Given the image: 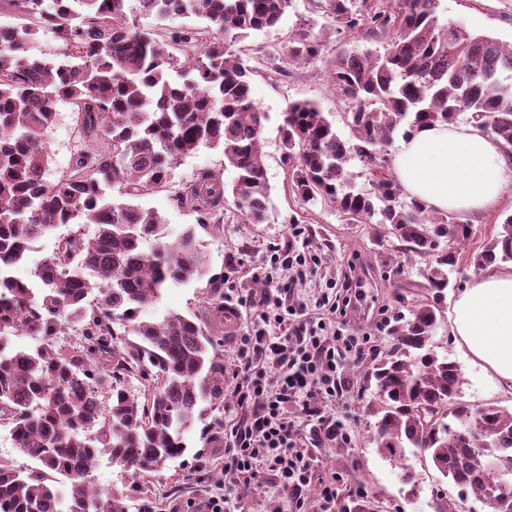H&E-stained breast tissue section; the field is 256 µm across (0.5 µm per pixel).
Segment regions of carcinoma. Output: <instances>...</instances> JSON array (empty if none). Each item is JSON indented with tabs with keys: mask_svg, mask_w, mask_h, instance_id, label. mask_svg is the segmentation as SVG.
<instances>
[{
	"mask_svg": "<svg viewBox=\"0 0 512 512\" xmlns=\"http://www.w3.org/2000/svg\"><path fill=\"white\" fill-rule=\"evenodd\" d=\"M37 25L0 34V421L14 447L39 462L26 470L0 458V512H128L127 486L102 493L99 455L133 478L163 468L186 449L198 423L224 426V339L195 314L141 319L171 286L211 276L197 229L221 220L226 187L206 170L181 184L179 161L201 146L219 148L236 172L235 206L244 223L268 220L269 188L260 156L266 116L252 95V68L234 42L174 27L179 58L159 33L134 22L200 16L209 27L246 38L276 27L293 0H15ZM341 36L375 46L342 52L329 80L344 103L345 134L315 102L288 103L280 126L290 191L308 207L336 208L347 224L373 225L380 247L419 263L417 297L389 333L394 346L366 374L373 443L391 461L422 451L440 474L469 489L485 512H512V408L460 400L457 362L435 350L449 274L512 262V212L466 258L469 223L426 209L404 192L390 147L426 125L470 123L496 138L512 162V44L439 23L441 0H311ZM66 46V60L32 52L42 29ZM308 28L288 35L278 54L290 65L322 54ZM80 107L85 133L107 144L81 154L54 182L44 178L45 135L57 102ZM358 160L369 192L347 184ZM118 197L106 199L105 187ZM169 187L198 224L165 239V219L136 203ZM96 226L93 237L63 239L32 279L14 270L60 225ZM96 299H89L92 292ZM129 330L139 341L122 338ZM79 342L59 345L71 333ZM36 341L29 350L11 337ZM141 382L137 390L129 380ZM478 423L491 437L473 444ZM71 483L66 499L57 478Z\"/></svg>",
	"mask_w": 512,
	"mask_h": 512,
	"instance_id": "carcinoma-1",
	"label": "carcinoma"
}]
</instances>
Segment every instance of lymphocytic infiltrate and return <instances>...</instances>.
<instances>
[{"label": "lymphocytic infiltrate", "mask_w": 512, "mask_h": 512, "mask_svg": "<svg viewBox=\"0 0 512 512\" xmlns=\"http://www.w3.org/2000/svg\"><path fill=\"white\" fill-rule=\"evenodd\" d=\"M352 303L349 291L336 292L333 301L307 305L278 303L272 319L283 329L278 340L263 334L241 337L232 377L241 414L229 426L231 456L226 467L244 492L256 490V478L273 473L297 512H335L344 493L339 476L316 480L305 448L307 436L332 442L342 421L326 417L324 399L343 397L345 381L338 370L342 358L359 357L371 339L346 332L343 318ZM309 428H301L298 417ZM319 482L316 505L302 496L304 488Z\"/></svg>", "instance_id": "lymphocytic-infiltrate-1"}]
</instances>
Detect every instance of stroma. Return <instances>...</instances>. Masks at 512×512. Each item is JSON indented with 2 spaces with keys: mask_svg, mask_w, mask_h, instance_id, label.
I'll use <instances>...</instances> for the list:
<instances>
[{
  "mask_svg": "<svg viewBox=\"0 0 512 512\" xmlns=\"http://www.w3.org/2000/svg\"><path fill=\"white\" fill-rule=\"evenodd\" d=\"M439 21L512 43V0H442ZM302 24L312 27L320 37L324 52L311 63L291 68L274 57L273 51L289 32ZM235 46L240 49L244 63L253 69V96L267 115L261 139L269 212L266 223H243L233 197L228 196L224 199L223 222L209 225L199 233L210 257L212 275L224 279V301L236 307L240 316L235 332L228 334L220 327L212 330L213 335L224 339L225 371L229 373L233 369V350L240 337L254 335L260 329L271 337L279 333L278 328L262 322V313L267 304L272 303L277 290L272 286L257 287L256 282L266 275L272 251L288 242L319 259L305 281L296 284L294 295L299 299L309 300L332 287L348 265L364 269L362 292L356 308L346 318V328L357 335L370 336L376 349L388 350L392 339L380 317L385 314L393 318L400 311L398 284L381 266L378 247L367 225L345 223L331 206L305 211L301 202L290 195L279 131L282 114L294 100L318 102L331 119L342 122L344 108L330 85L329 65L338 52H365L367 43L350 36H337L324 18L311 13L308 0H294L278 28L236 40ZM56 111L55 122L47 136L51 159L45 178L51 182L70 171L78 154L100 153L105 149L103 142L86 137L82 113L76 106L61 102ZM202 170L210 171L228 187L235 180V172L225 166L222 152L206 146L181 159L175 178L186 183ZM139 203L165 217L163 232L170 239L198 219L189 205L176 204L163 188L147 191ZM292 216L301 220L304 229L297 238L293 237L288 222ZM211 294V288L203 281L167 288L158 302L147 306L142 317L159 320L171 312L201 316L206 312ZM435 340L458 362L466 402L482 404L500 400L495 381L455 347L448 326L438 329ZM370 361L367 355L347 358L341 368L349 383L348 392L343 398L323 403L326 415L344 422L351 435L343 454H336L324 444L309 450L319 476L337 473L342 477L347 492L337 502L336 512H353L356 505L366 500L377 502L380 512H437L445 497H462L475 510L479 508L480 503L471 491H460L443 478L429 460L411 453L404 464L399 465L377 453L371 442L372 431L366 412L370 395L360 380L361 371ZM186 442L187 450L181 458L149 475L147 492L133 495L129 512H192V503L224 492L229 495L227 512H290L291 499L278 487L273 475L261 474L257 491L234 492L235 477L224 469L225 448L212 447L195 430L188 434ZM406 465L421 472L422 481L418 486L412 488L402 482V468Z\"/></svg>",
  "mask_w": 512,
  "mask_h": 512,
  "instance_id": "1",
  "label": "stroma"
}]
</instances>
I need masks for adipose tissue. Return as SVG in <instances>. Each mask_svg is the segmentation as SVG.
<instances>
[{
    "label": "adipose tissue",
    "mask_w": 512,
    "mask_h": 512,
    "mask_svg": "<svg viewBox=\"0 0 512 512\" xmlns=\"http://www.w3.org/2000/svg\"><path fill=\"white\" fill-rule=\"evenodd\" d=\"M395 176L405 194L435 211L486 213L512 184L500 142L467 124L436 125L400 139ZM454 342L512 394V266L472 277L449 311Z\"/></svg>",
    "instance_id": "adipose-tissue-1"
}]
</instances>
